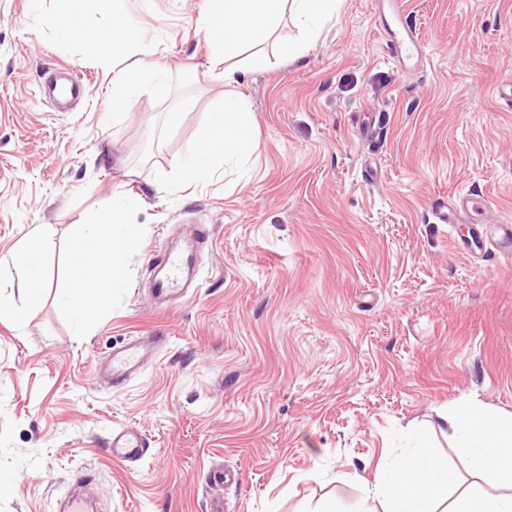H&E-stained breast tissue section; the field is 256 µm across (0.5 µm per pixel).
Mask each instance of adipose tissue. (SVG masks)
<instances>
[{
    "label": "adipose tissue",
    "mask_w": 512,
    "mask_h": 512,
    "mask_svg": "<svg viewBox=\"0 0 512 512\" xmlns=\"http://www.w3.org/2000/svg\"><path fill=\"white\" fill-rule=\"evenodd\" d=\"M56 28L64 35L93 49H107L120 56L139 44L135 32L119 17V0H63ZM341 0H204L199 25L216 55L228 62L214 72V79L231 84L238 80L232 58L252 45L265 42L276 30L283 11H291L298 39L284 42L282 53L294 60L305 46L318 39L326 23L338 14ZM93 11L111 16L108 28L84 30V15ZM167 71L155 63L141 62L122 70L112 83V103L120 109L130 105L145 87L162 84ZM253 115L239 96L225 95L205 121L192 145V159L175 170L171 186L208 179L224 165H244L253 151ZM138 237V227L129 220V207L114 195L111 210L95 223L81 225L72 238L70 281L61 292L64 310L81 327H88L104 305L105 296L121 287L126 277L125 255ZM44 236L34 233L12 257L11 268L26 299L18 307L0 296V314L24 325L28 312L37 306L43 290L40 270ZM444 422L456 455L482 480L477 487L455 499L448 512H512V495L484 492V485L512 484V416L494 417L477 405L465 402ZM446 484L438 476L426 436H417L406 455L379 466L375 482L364 489V512H410L413 501L437 504L445 498Z\"/></svg>",
    "instance_id": "1"
}]
</instances>
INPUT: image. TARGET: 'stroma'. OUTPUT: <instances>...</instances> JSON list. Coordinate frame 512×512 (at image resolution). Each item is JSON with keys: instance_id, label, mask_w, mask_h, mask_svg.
Masks as SVG:
<instances>
[{"instance_id": "stroma-1", "label": "stroma", "mask_w": 512, "mask_h": 512, "mask_svg": "<svg viewBox=\"0 0 512 512\" xmlns=\"http://www.w3.org/2000/svg\"><path fill=\"white\" fill-rule=\"evenodd\" d=\"M203 0H123L143 37L111 57L62 40L58 0H0V270L41 228L40 304L24 326L0 317V512H55L77 473L96 512H312L323 498L357 512L380 459L428 432L448 496L475 483L442 417L471 401L512 414V258L461 254L470 223H434L431 202L468 190L512 217V0H408L404 15L433 64L397 67L369 0L337 17L294 61L291 14L240 83L210 76ZM150 60L169 74L127 111L112 80ZM74 68L69 110L42 91ZM243 94L254 115L246 178L216 174L161 190L188 161L207 113ZM184 108L170 130L168 112ZM142 235L90 328L62 310L77 224L114 190ZM184 224L208 225L194 288L161 307L150 255ZM165 337L125 385L96 379L112 348ZM132 425L149 441L130 464L108 446ZM235 478L208 484L216 465Z\"/></svg>"}]
</instances>
